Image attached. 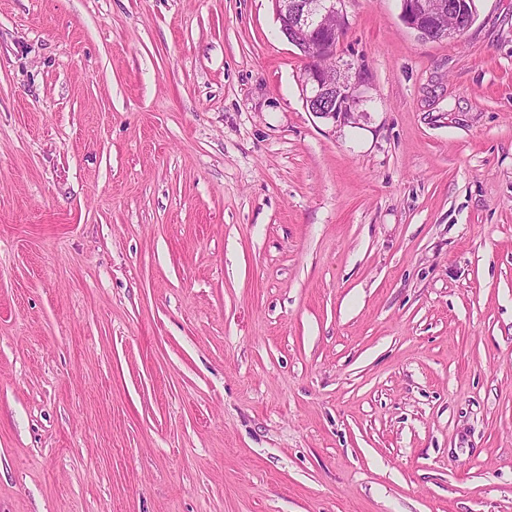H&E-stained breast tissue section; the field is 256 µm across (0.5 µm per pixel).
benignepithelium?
<instances>
[{
	"instance_id": "benign-epithelium-1",
	"label": "benign epithelium",
	"mask_w": 512,
	"mask_h": 512,
	"mask_svg": "<svg viewBox=\"0 0 512 512\" xmlns=\"http://www.w3.org/2000/svg\"><path fill=\"white\" fill-rule=\"evenodd\" d=\"M403 22L427 40L454 38L475 21L473 9L448 0H400ZM287 40L309 47L304 69L305 106L322 118L345 120L360 103L361 77L336 68V45L345 31L344 0H278Z\"/></svg>"
}]
</instances>
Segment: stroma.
I'll list each match as a JSON object with an SVG mask.
<instances>
[{
    "instance_id": "35a3bbf8",
    "label": "stroma",
    "mask_w": 512,
    "mask_h": 512,
    "mask_svg": "<svg viewBox=\"0 0 512 512\" xmlns=\"http://www.w3.org/2000/svg\"><path fill=\"white\" fill-rule=\"evenodd\" d=\"M0 0V512H512V0ZM279 18L287 40L298 47H309L304 57L305 106L322 118L334 122L348 119L360 103L361 77L352 76L337 68L336 45L345 31L344 0H278ZM327 62L328 66L324 67ZM335 69L329 79L327 71ZM309 87V92H308ZM337 119V120H336ZM403 22L427 40L455 38L469 29L475 21L473 6L470 9L461 2L451 4L448 0H400ZM451 15L453 26L446 18Z\"/></svg>"
}]
</instances>
